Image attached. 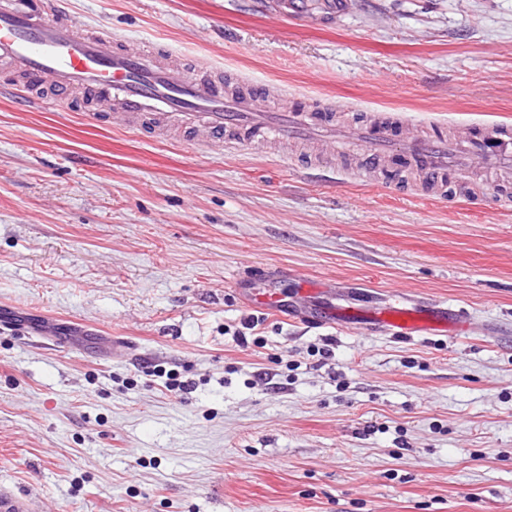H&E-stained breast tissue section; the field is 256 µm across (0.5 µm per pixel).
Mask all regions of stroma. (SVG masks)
Instances as JSON below:
<instances>
[{"mask_svg": "<svg viewBox=\"0 0 512 512\" xmlns=\"http://www.w3.org/2000/svg\"><path fill=\"white\" fill-rule=\"evenodd\" d=\"M65 2L300 108L512 125V0ZM95 109L0 93L1 488L53 512H512V184L396 195L354 148L321 178L308 147L190 153ZM267 288L280 309L252 308ZM331 298L461 328L298 321Z\"/></svg>", "mask_w": 512, "mask_h": 512, "instance_id": "stroma-1", "label": "stroma"}]
</instances>
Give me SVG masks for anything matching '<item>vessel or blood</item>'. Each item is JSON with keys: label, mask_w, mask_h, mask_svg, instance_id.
<instances>
[{"label": "vessel or blood", "mask_w": 512, "mask_h": 512, "mask_svg": "<svg viewBox=\"0 0 512 512\" xmlns=\"http://www.w3.org/2000/svg\"><path fill=\"white\" fill-rule=\"evenodd\" d=\"M0 74L11 76L9 91L18 104L50 99L68 110L80 96L109 105L125 129L144 136L161 121L174 122L190 133L195 151L223 140L232 148L257 139L353 144L363 171H381L394 190L409 172L419 174L423 190L443 196L451 173L477 165L512 170L511 127L474 124L452 140L421 137L410 123L393 119L339 127L328 112L270 107L254 92L228 95L222 72L207 59H178L165 44L146 45L87 24L66 13L59 0H0ZM317 321L371 332L386 327L406 336L448 331L447 309L416 311L398 301L376 313L329 307ZM0 512L51 510L34 496L5 490Z\"/></svg>", "instance_id": "vessel-or-blood-1"}]
</instances>
